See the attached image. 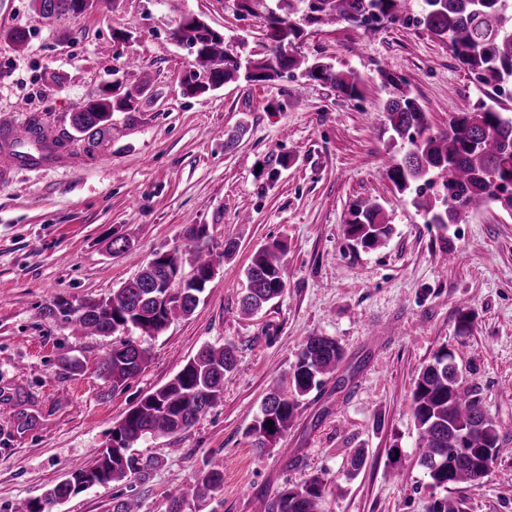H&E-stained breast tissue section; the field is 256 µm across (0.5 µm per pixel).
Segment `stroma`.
Segmentation results:
<instances>
[{
	"mask_svg": "<svg viewBox=\"0 0 512 512\" xmlns=\"http://www.w3.org/2000/svg\"><path fill=\"white\" fill-rule=\"evenodd\" d=\"M184 12L250 52L270 47L263 7L246 13L233 0H100L58 18L32 0H0V32L29 34L21 49L0 39V128L38 120L67 156L61 166H17L0 177V512L90 461L113 423L207 343L237 350L223 401L186 432L138 444L158 461L146 481L90 488L54 512H108L128 495L141 512H168L179 485L188 489L184 512H255L259 497L316 470L327 480L324 512H427L437 491L416 463L411 392L443 347L509 449L479 487L451 495L465 512H512V215L493 205L465 224H428L386 175L396 150L383 109L396 91L440 131L491 86L424 27L385 22L368 37L339 21L307 27L297 51L354 69L359 98L287 73L188 96L181 80L194 58L171 36ZM121 30L131 41L115 39ZM132 57L137 67H128ZM384 71L396 85H382ZM116 72L123 84L114 96L130 98L132 109L113 113L104 141L87 147L70 126L71 106L97 98ZM228 133L239 136L229 150ZM374 196L394 233L365 249L345 224L354 202ZM188 224L207 225L214 253L225 239L238 243L195 312L152 338L129 331L150 361L124 388L111 389L91 364L68 371L62 355L91 361L112 340L42 309L108 297L154 254L185 249ZM117 236L129 246L115 254ZM272 241L287 248L284 292L243 316L242 272ZM461 307L473 317L466 334L457 329ZM314 334L341 345L337 373L301 397L279 449L256 453L244 431L273 386L287 385ZM392 447L401 451L395 464ZM357 448L366 460L354 473L348 457ZM212 455L224 461V484L201 500L189 492L192 476Z\"/></svg>",
	"mask_w": 512,
	"mask_h": 512,
	"instance_id": "obj_1",
	"label": "stroma"
}]
</instances>
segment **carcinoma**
<instances>
[{
  "instance_id": "obj_1",
  "label": "carcinoma",
  "mask_w": 512,
  "mask_h": 512,
  "mask_svg": "<svg viewBox=\"0 0 512 512\" xmlns=\"http://www.w3.org/2000/svg\"><path fill=\"white\" fill-rule=\"evenodd\" d=\"M249 11L260 3L272 31L273 46L261 58H248L244 44L231 46L224 35L193 13H183L172 31L173 39L194 55L198 70L184 81L194 95L218 89L224 83L271 81L284 72L301 70V77L329 83L336 92L356 98L361 76L354 70L297 58L294 48L305 26L343 20L368 34L378 24L413 20L448 42L456 60L493 86L471 111L460 112L445 131H434L422 107L403 94L387 101V129L391 140L401 141L400 155L391 159L388 180L398 191L413 194L412 204L427 224H463L491 204L512 213V110L501 104L504 87L512 86V0H421L413 11L411 0H235ZM99 0H34L47 18L83 14ZM130 109L108 97L81 102L70 112V125L94 147L112 128V113ZM393 227L383 215L377 197L350 206L346 234L365 248L385 244ZM192 273L182 274L178 252L157 253L136 277L112 289L99 301L76 306L60 301L44 311L62 314L89 335L109 337L137 329L152 337L164 331L175 316L193 314L221 259L234 255L237 243L224 241L216 256L199 245L208 238L203 224H188ZM285 248L279 242L258 247L244 269L246 288L241 311L252 314L278 299L285 288ZM343 358L341 346L330 336L306 337L291 369V387H275L264 398L259 413L246 428L251 447L263 453L276 447L288 431L299 398L319 387L323 377L336 371ZM149 359L148 349L132 339L112 342L94 361L95 369L116 390L140 374ZM237 365L231 343L205 344L183 368L161 387L145 395L112 428V442L96 451L92 462L75 463L64 478L41 496L24 499L10 512H52L71 497L92 487L114 482H144L155 462L135 453L147 438L174 437L191 428L224 398V377ZM456 370L455 356L438 349L423 364L411 393V412L418 430V465L434 488L448 490L460 483L475 488L487 476L491 464L506 452L491 417L481 400L464 386ZM224 484V463L208 457L193 475V494L203 499ZM326 482L322 474H308L286 484L271 499H259L257 512H324ZM463 503L452 497L435 499L428 512H463Z\"/></svg>"
}]
</instances>
